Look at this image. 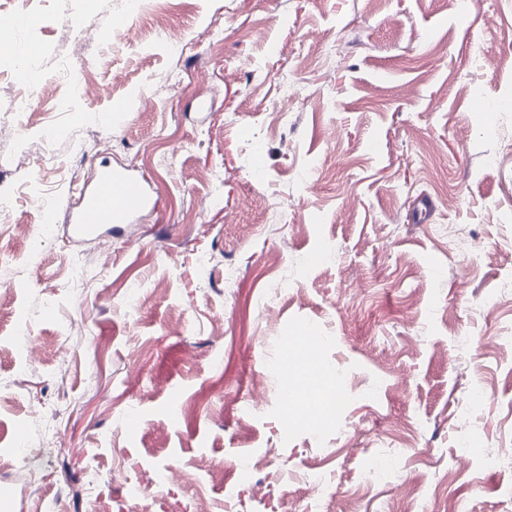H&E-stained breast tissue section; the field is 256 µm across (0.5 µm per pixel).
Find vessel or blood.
Wrapping results in <instances>:
<instances>
[{"label": "vessel or blood", "instance_id": "obj_1", "mask_svg": "<svg viewBox=\"0 0 512 512\" xmlns=\"http://www.w3.org/2000/svg\"><path fill=\"white\" fill-rule=\"evenodd\" d=\"M70 224L75 241L97 239L129 223L155 202L143 177L109 166L99 167L89 188L80 190Z\"/></svg>", "mask_w": 512, "mask_h": 512}]
</instances>
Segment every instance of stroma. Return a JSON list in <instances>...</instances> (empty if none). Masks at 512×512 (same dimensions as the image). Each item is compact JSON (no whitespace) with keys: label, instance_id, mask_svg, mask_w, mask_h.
<instances>
[{"label":"stroma","instance_id":"stroma-1","mask_svg":"<svg viewBox=\"0 0 512 512\" xmlns=\"http://www.w3.org/2000/svg\"><path fill=\"white\" fill-rule=\"evenodd\" d=\"M125 3L0 0V40L50 74ZM168 24L90 46L105 97L20 118L0 97L21 130L0 137V196L32 234L0 238V493L18 512H442L450 472L463 512H512V456L482 462L512 448V0H174ZM101 164L158 206L77 245L74 189ZM309 326L348 402L316 424L279 400L278 342Z\"/></svg>","mask_w":512,"mask_h":512}]
</instances>
